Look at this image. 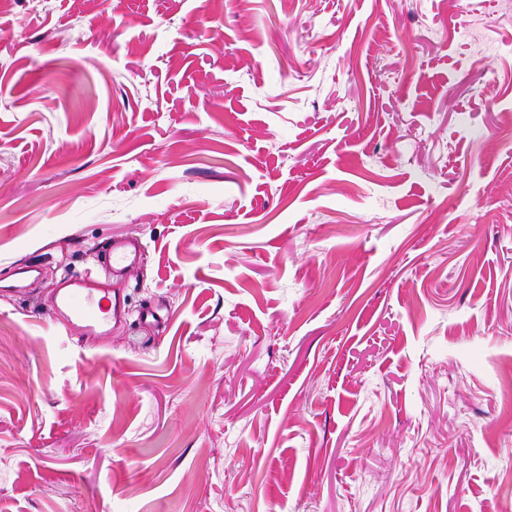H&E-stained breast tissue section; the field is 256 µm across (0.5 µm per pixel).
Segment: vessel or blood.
I'll return each instance as SVG.
<instances>
[{"label":"vessel or blood","instance_id":"b4317fda","mask_svg":"<svg viewBox=\"0 0 512 512\" xmlns=\"http://www.w3.org/2000/svg\"><path fill=\"white\" fill-rule=\"evenodd\" d=\"M102 250L107 255L102 277L65 275L55 293L56 310L65 314L70 330L86 338L108 336L113 321L124 316L121 299L113 295L112 286L139 263L144 246L138 238L124 236L107 240Z\"/></svg>","mask_w":512,"mask_h":512}]
</instances>
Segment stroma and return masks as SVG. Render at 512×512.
I'll list each match as a JSON object with an SVG mask.
<instances>
[{
	"mask_svg": "<svg viewBox=\"0 0 512 512\" xmlns=\"http://www.w3.org/2000/svg\"><path fill=\"white\" fill-rule=\"evenodd\" d=\"M125 235L126 322L66 331ZM21 262L0 512H512V0H14ZM100 252H105L108 259V263L100 264L104 278L90 272L66 274L54 299L56 310L65 314L70 330L86 338L108 336L112 319L116 322L125 315L120 288H114V282H121L126 271L139 263L144 246L133 236L114 237L101 246Z\"/></svg>",
	"mask_w": 512,
	"mask_h": 512,
	"instance_id": "obj_1",
	"label": "stroma"
}]
</instances>
